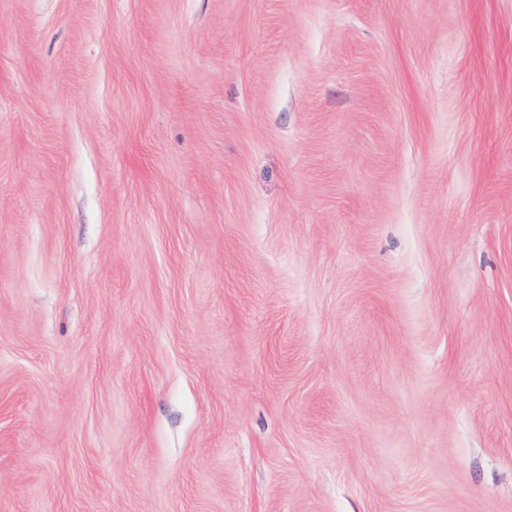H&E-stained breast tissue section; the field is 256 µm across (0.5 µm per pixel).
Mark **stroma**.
I'll use <instances>...</instances> for the list:
<instances>
[{"mask_svg": "<svg viewBox=\"0 0 512 512\" xmlns=\"http://www.w3.org/2000/svg\"><path fill=\"white\" fill-rule=\"evenodd\" d=\"M0 512H512V0H0Z\"/></svg>", "mask_w": 512, "mask_h": 512, "instance_id": "obj_1", "label": "stroma"}]
</instances>
